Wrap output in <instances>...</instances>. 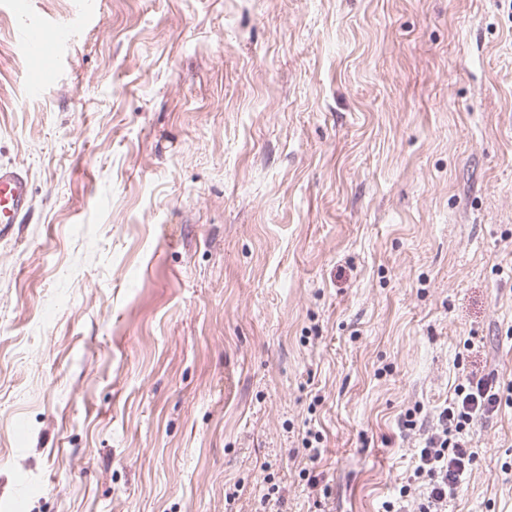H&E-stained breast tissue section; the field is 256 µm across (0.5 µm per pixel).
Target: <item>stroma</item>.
<instances>
[{"label": "stroma", "mask_w": 512, "mask_h": 512, "mask_svg": "<svg viewBox=\"0 0 512 512\" xmlns=\"http://www.w3.org/2000/svg\"><path fill=\"white\" fill-rule=\"evenodd\" d=\"M1 164L0 512H384L487 374L512 512V0H0ZM68 29L64 26L57 28V35L54 41L49 42L42 34L38 26H31L22 36L20 46L23 52L32 59H41L47 56L56 43H63L68 38ZM31 186L25 173L13 166H0V237L20 224L30 207Z\"/></svg>", "instance_id": "stroma-1"}]
</instances>
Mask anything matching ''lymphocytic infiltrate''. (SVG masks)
I'll use <instances>...</instances> for the list:
<instances>
[{
    "instance_id": "obj_1",
    "label": "lymphocytic infiltrate",
    "mask_w": 512,
    "mask_h": 512,
    "mask_svg": "<svg viewBox=\"0 0 512 512\" xmlns=\"http://www.w3.org/2000/svg\"><path fill=\"white\" fill-rule=\"evenodd\" d=\"M502 398L494 377L467 379L440 408L429 427L413 471L424 489L419 512H444L478 456L472 436L476 424L497 412Z\"/></svg>"
}]
</instances>
